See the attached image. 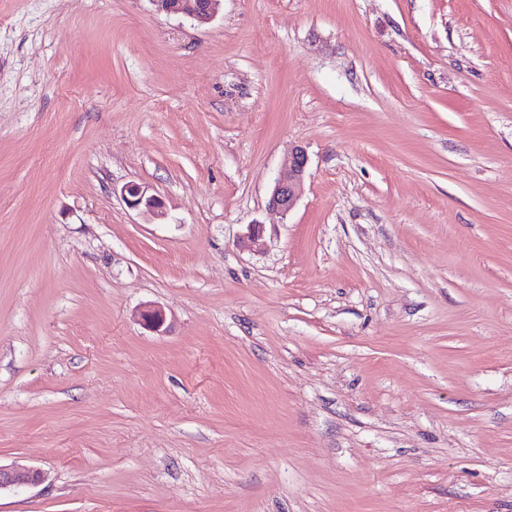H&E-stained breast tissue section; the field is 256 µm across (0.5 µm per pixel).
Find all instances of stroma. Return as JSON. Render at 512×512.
I'll use <instances>...</instances> for the list:
<instances>
[{
  "mask_svg": "<svg viewBox=\"0 0 512 512\" xmlns=\"http://www.w3.org/2000/svg\"><path fill=\"white\" fill-rule=\"evenodd\" d=\"M14 462L0 512H512V0H0ZM221 0H151L158 11L167 15L186 16L199 25L211 23ZM307 165L308 155L305 148L296 145L276 177L269 201L273 209L285 214L293 209L306 175ZM120 193L130 208L142 210L156 219L166 216L164 202L158 195L150 194L147 186L127 183L121 188ZM42 479L41 472L19 463L0 464V492L2 489L37 485Z\"/></svg>",
  "mask_w": 512,
  "mask_h": 512,
  "instance_id": "stroma-1",
  "label": "stroma"
}]
</instances>
